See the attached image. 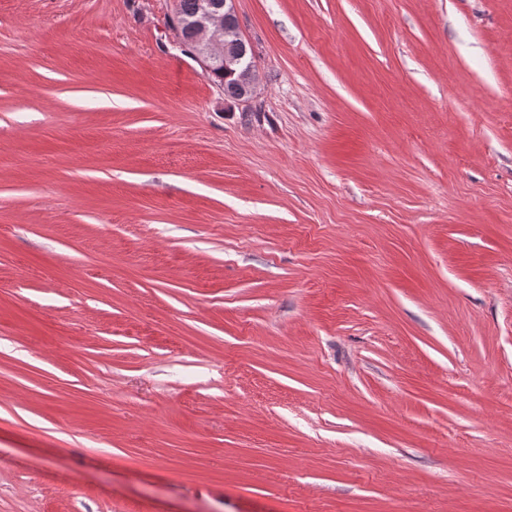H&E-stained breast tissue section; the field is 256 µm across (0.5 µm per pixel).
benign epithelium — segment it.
Returning <instances> with one entry per match:
<instances>
[{"label":"benign epithelium","instance_id":"7a95c632","mask_svg":"<svg viewBox=\"0 0 512 512\" xmlns=\"http://www.w3.org/2000/svg\"><path fill=\"white\" fill-rule=\"evenodd\" d=\"M235 2L224 0L219 9L208 5L189 22L193 40L188 43V54L205 71L210 69L212 62L221 60L224 62V70L239 73L243 86L240 101L244 102L256 93L257 78L254 65L247 58L246 44L240 39L238 30L224 26V18L235 14Z\"/></svg>","mask_w":512,"mask_h":512}]
</instances>
